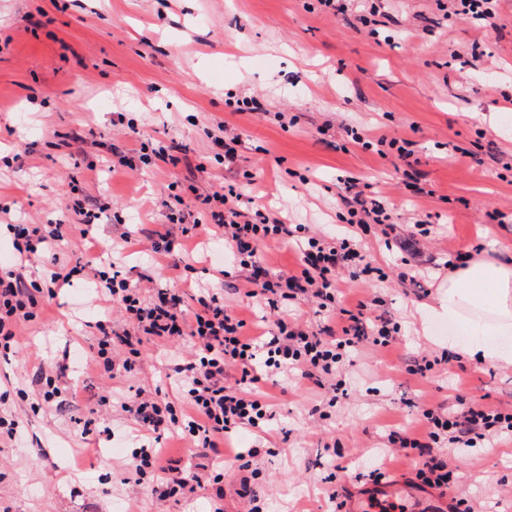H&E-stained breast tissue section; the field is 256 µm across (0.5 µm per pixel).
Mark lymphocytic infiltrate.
I'll list each match as a JSON object with an SVG mask.
<instances>
[{
  "label": "lymphocytic infiltrate",
  "mask_w": 512,
  "mask_h": 512,
  "mask_svg": "<svg viewBox=\"0 0 512 512\" xmlns=\"http://www.w3.org/2000/svg\"><path fill=\"white\" fill-rule=\"evenodd\" d=\"M242 198L232 187L196 197L191 203L174 196L165 204L166 223L147 230L146 237L153 253L163 255L183 250L185 240L199 227L223 238L233 264L251 270L241 288L243 296L264 305L274 318L269 335H247L246 320L226 309L223 293L199 292L196 308L189 310L181 290L160 288L155 301L148 303L118 270L105 278L103 293L120 306L129 327L116 334L111 320L95 323L98 342L92 360L113 377L134 370L144 341L169 342L184 336L192 340L194 353L177 367L181 376L179 402L169 401L158 388L150 395L136 393L121 406L147 431L159 437L176 435L203 456L222 455L225 440L239 429L267 428L274 414L266 393L259 388L261 380L275 384L291 373L303 383L319 387L363 340L383 348L396 341L390 319L365 322L367 303L363 300L355 310L347 311V325L338 328L326 326L313 332L289 315L290 305L301 300L315 301L322 308L335 305L340 271H347L351 280L369 282L372 267L362 252L363 239L374 226L386 237L396 230L379 196L355 192L348 213L354 217L356 229L337 242L308 233L305 225L287 224L278 211L257 210L252 217H245L240 208ZM12 231L21 265L0 270V348L7 351L18 343V325L32 321L36 309L69 285L74 273L96 276L106 264L105 258L98 256L71 269L60 266L57 249L67 235L66 225L16 224ZM288 240L296 243L299 269L271 274L262 249L269 243ZM35 258L47 269L40 280L29 278L23 270L24 264ZM455 403L445 415L434 404L424 403L415 430L401 438L402 445L414 452L415 477L421 486H450L452 474L434 448L440 435H447L449 443L462 449L486 437L512 441L511 412L460 394ZM135 459L136 472L161 474L160 499L177 495L190 501L197 488L206 483L213 490V512H223L221 475L191 474L187 469L164 465L156 448L140 449Z\"/></svg>",
  "instance_id": "f902f5d3"
}]
</instances>
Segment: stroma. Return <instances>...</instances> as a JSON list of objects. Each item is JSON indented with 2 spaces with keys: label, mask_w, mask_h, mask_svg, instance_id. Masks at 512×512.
<instances>
[{
  "label": "stroma",
  "mask_w": 512,
  "mask_h": 512,
  "mask_svg": "<svg viewBox=\"0 0 512 512\" xmlns=\"http://www.w3.org/2000/svg\"><path fill=\"white\" fill-rule=\"evenodd\" d=\"M377 24L357 12L333 14L322 0H0V222L69 224L61 263L100 249L132 283L159 269V256L132 242L113 249L124 230L165 223L161 202L172 189L206 195L220 182L242 186L254 207L282 211L335 240L347 235L344 182L371 184L395 224L428 219L412 266L416 282L400 280L403 253L383 237L364 252L384 280L365 285L339 277L341 304L368 300L366 317L391 315L396 344L361 342L323 387L289 380L264 385L276 417L271 429L240 430L220 457L205 458L224 475V512H243L235 493L234 455L258 449L255 481L264 512H333L335 487L369 481L379 467L412 483V462L391 454L388 436L415 424L416 402L453 404L455 394L512 411V368L451 361L447 372L421 378L405 372L407 356L444 350L448 322L421 318L448 272L451 253L483 251L512 257V127H499L512 99V0H498L487 23L448 16L439 0H375ZM261 96L264 111L238 114L236 101ZM481 112L485 121L474 120ZM236 128L241 146L225 169L218 122ZM410 140L413 153L387 157L363 149L350 132ZM178 146L180 161L156 160L136 171L113 167L112 151ZM86 152L94 169L74 167ZM204 164L206 173L189 169ZM111 204L95 243H82L71 197ZM506 213L498 240L485 236V214ZM202 253L191 275L203 288L224 287V303L259 335L263 311L235 294L244 278L219 277L211 253L221 238L199 231ZM126 326L118 306L78 279L18 332V350L0 352V417L15 419V439L0 435V512H211L212 490H197L190 507L158 501L154 475L137 477L133 453L159 444L165 457L190 465L193 453L175 436L154 441L108 393L126 397L163 386L179 401L174 378L190 339L144 342L136 371L108 379L102 368H74L80 349L96 343L94 324ZM67 365L66 405L33 410L36 370ZM326 408V417L312 407ZM92 419L84 429V419ZM438 453L453 470V498H478L512 512V443Z\"/></svg>",
  "instance_id": "35a3bbf8"
}]
</instances>
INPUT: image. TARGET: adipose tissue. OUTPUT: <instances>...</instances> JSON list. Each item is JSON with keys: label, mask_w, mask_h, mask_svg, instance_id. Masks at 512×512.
Listing matches in <instances>:
<instances>
[{"label": "adipose tissue", "mask_w": 512, "mask_h": 512, "mask_svg": "<svg viewBox=\"0 0 512 512\" xmlns=\"http://www.w3.org/2000/svg\"><path fill=\"white\" fill-rule=\"evenodd\" d=\"M430 310L447 319V348L512 367V261L485 253L452 266Z\"/></svg>", "instance_id": "obj_1"}]
</instances>
